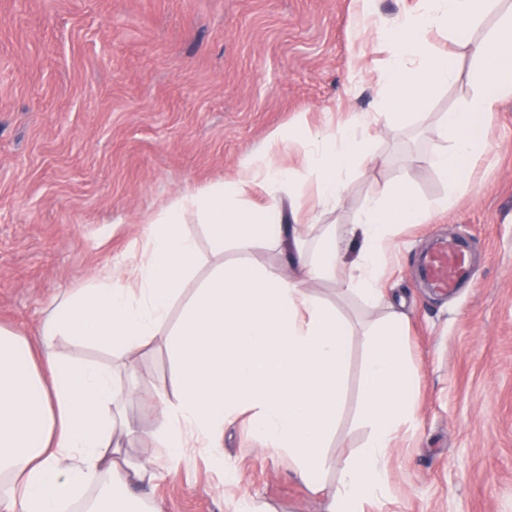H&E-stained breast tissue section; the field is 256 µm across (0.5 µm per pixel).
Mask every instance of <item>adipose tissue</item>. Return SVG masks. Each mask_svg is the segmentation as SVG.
Returning a JSON list of instances; mask_svg holds the SVG:
<instances>
[{"instance_id":"ef3b65f1","label":"adipose tissue","mask_w":512,"mask_h":512,"mask_svg":"<svg viewBox=\"0 0 512 512\" xmlns=\"http://www.w3.org/2000/svg\"><path fill=\"white\" fill-rule=\"evenodd\" d=\"M361 2L356 35L375 26L389 48L381 82L392 119L411 118L435 92L457 83L459 55L473 62L472 92L443 116L445 144L425 158L450 187L467 186L490 146L493 114L512 96V0H418L415 10L386 20L375 0ZM491 14L498 18L494 32L478 35ZM432 32L447 35L455 52L437 54L427 39ZM298 143L320 204L336 205L349 174L369 155L365 140L347 127ZM256 186L270 204L240 205ZM297 189L293 173L268 151L252 152L235 181L177 197L149 220L133 283L98 273L61 298L32 338L0 326V512H163L134 486L164 479L192 450L219 456L224 427L242 410L299 478L327 489L331 512H360L383 494L388 452L414 412L399 317L381 323L366 348L359 408L369 437L355 457L337 463V482L325 487L322 450L345 395L348 325L305 284L333 279L365 302L379 300L382 257L397 228L427 221L432 210L409 179L374 187L354 226L360 254L347 266L335 228L322 233L311 258L302 225L276 223L280 192ZM190 217L203 225L218 261L189 293L185 285L200 263L197 241L183 229ZM228 241L243 250L267 242L294 272L223 262ZM62 336L124 359V373L65 359L55 349ZM148 347L165 349L173 379L155 388L166 410L159 446L134 461L123 446L132 430L122 402L136 388L126 356Z\"/></svg>"}]
</instances>
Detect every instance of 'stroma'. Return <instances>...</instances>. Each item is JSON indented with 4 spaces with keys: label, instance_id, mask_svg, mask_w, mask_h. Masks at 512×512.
Wrapping results in <instances>:
<instances>
[{
    "label": "stroma",
    "instance_id": "35a3bbf8",
    "mask_svg": "<svg viewBox=\"0 0 512 512\" xmlns=\"http://www.w3.org/2000/svg\"><path fill=\"white\" fill-rule=\"evenodd\" d=\"M356 0H0V325L35 335L52 301L98 272L122 274L148 219L174 198L234 180L245 154L303 126L309 136L367 116L374 159L348 177L336 207L313 188L282 198L314 225L354 224L368 192L412 180L434 215L404 225L386 259V298L368 304L333 281L308 290L350 324L346 391L323 475L356 455L365 345L390 305L414 373L416 411L386 462V490L362 512H512V98L468 190L451 192L424 162L443 146L441 115L470 92L439 90L421 115L390 125L374 70L386 51L359 45ZM466 241L475 283L449 293L421 278L435 242ZM144 387L124 403L133 455L165 420L152 388L171 376L165 350L136 352ZM164 512H329L287 460L252 433L224 429V461L190 452L150 488Z\"/></svg>",
    "mask_w": 512,
    "mask_h": 512
}]
</instances>
